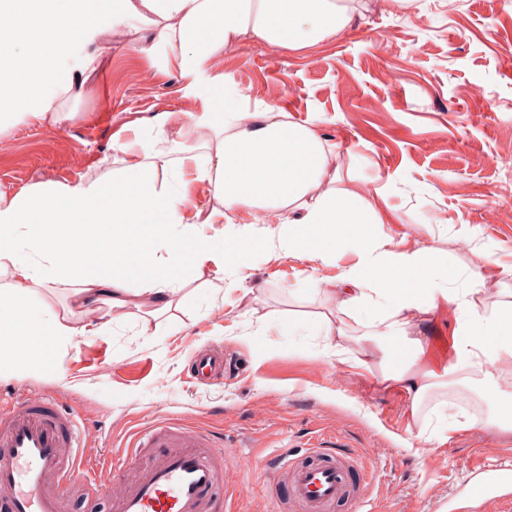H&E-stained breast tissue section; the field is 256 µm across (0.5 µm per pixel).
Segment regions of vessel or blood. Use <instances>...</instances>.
Instances as JSON below:
<instances>
[{"instance_id":"vessel-or-blood-1","label":"vessel or blood","mask_w":512,"mask_h":512,"mask_svg":"<svg viewBox=\"0 0 512 512\" xmlns=\"http://www.w3.org/2000/svg\"><path fill=\"white\" fill-rule=\"evenodd\" d=\"M196 370L211 384L224 381V365L201 357ZM91 432L76 411L56 401L17 394L0 405V512H61L74 483L98 494L105 490L104 470L93 467ZM153 449L150 462L136 463L139 449ZM135 463L136 476L112 494V512H231L232 503L217 490L228 469L227 449H213L210 438L192 428L166 423L136 436L117 468ZM358 463L347 451L315 447L303 458L281 450L264 469L271 485L286 486L292 512H334L349 505L363 512L368 487L355 483ZM512 468L486 469L474 495L512 512Z\"/></svg>"}]
</instances>
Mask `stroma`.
I'll use <instances>...</instances> for the list:
<instances>
[{
	"label": "stroma",
	"instance_id": "1",
	"mask_svg": "<svg viewBox=\"0 0 512 512\" xmlns=\"http://www.w3.org/2000/svg\"><path fill=\"white\" fill-rule=\"evenodd\" d=\"M101 44L108 52L85 73ZM171 53L121 26L74 39L60 69L75 82L53 96L49 119L0 123V196L110 179L114 140L148 130L159 112L273 106L316 130L338 188L381 217L375 232L431 249L449 287H468V270L489 258L512 267V0H360L331 38L299 50L246 39L193 80L170 66ZM356 260L347 245L324 263L269 242L248 278L185 270L168 309L154 314L135 298L113 308L109 334L74 337L43 370L1 375L0 395L56 396L95 425L109 454L168 419L223 439L238 512H275L264 457L320 438L373 469V512H461L475 465L512 464V433L475 427L419 441L406 395L346 364L366 331L360 318L347 320L345 356L326 349L314 328L336 316L340 275ZM456 319L449 306L426 321L432 359L453 361ZM204 348L223 350V384L192 383ZM483 406L457 383L434 390L422 413L478 417Z\"/></svg>",
	"mask_w": 512,
	"mask_h": 512
}]
</instances>
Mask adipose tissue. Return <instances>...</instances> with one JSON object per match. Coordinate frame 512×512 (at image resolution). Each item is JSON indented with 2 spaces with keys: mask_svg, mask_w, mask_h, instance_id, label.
I'll use <instances>...</instances> for the list:
<instances>
[{
  "mask_svg": "<svg viewBox=\"0 0 512 512\" xmlns=\"http://www.w3.org/2000/svg\"><path fill=\"white\" fill-rule=\"evenodd\" d=\"M0 117L46 118L51 101L46 89L70 90L57 58L75 33H95L104 18L113 25H141L178 50L171 60L183 77L211 69L217 57L240 41L299 49L336 35L351 21L336 0H0ZM207 126L221 134L213 154L195 155V123L177 122L171 112L156 115L151 141L134 136L114 142L123 166L108 183L52 184L0 201V269L10 280L0 284V372L39 370L53 353L85 334L78 321L85 311L127 301L130 280L143 284L139 296L152 306H170L181 268L200 270L232 264L239 276L250 269V255L261 240L251 227L216 239L199 234L195 224H210L214 214L186 221L183 210L192 182H208L225 210L284 208L276 239L286 256L331 260L344 237L356 245L358 260L340 276L341 312L361 305L383 307L386 335L399 339L407 357L381 372L378 382L401 389L417 437L476 426L512 432V407L503 408L498 384L512 374V289L484 313L475 288L485 269L471 272V288L454 292L441 287L430 249L389 247L372 229L379 218L365 209L357 194L333 190L336 171L313 128L287 119L274 107L257 121L235 125L223 113L206 115ZM177 126L183 153L170 183L158 187L149 158L164 153L167 130ZM324 194H317L320 185ZM165 244L166 258L156 256ZM74 284L66 314L34 303L36 288L46 281ZM455 306V365L438 371L428 366V339L410 335L414 315H435ZM479 389L483 419L428 424L421 407L428 395L448 384L455 373Z\"/></svg>",
  "mask_w": 512,
  "mask_h": 512,
  "instance_id": "ef3b65f1",
  "label": "adipose tissue"
}]
</instances>
